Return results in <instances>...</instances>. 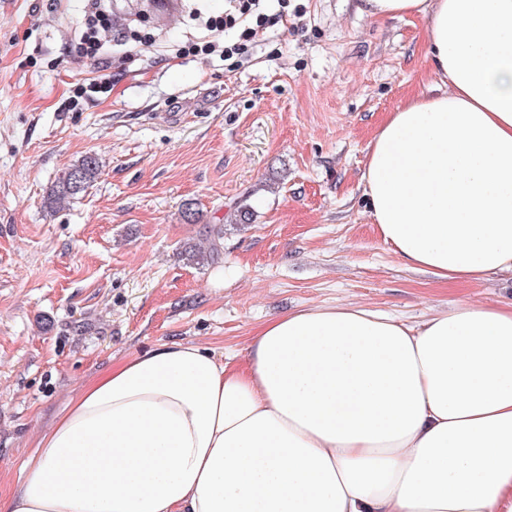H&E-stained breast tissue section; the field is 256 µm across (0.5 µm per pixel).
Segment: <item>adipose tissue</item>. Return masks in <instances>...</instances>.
Here are the masks:
<instances>
[{"label":"adipose tissue","instance_id":"ef3b65f1","mask_svg":"<svg viewBox=\"0 0 512 512\" xmlns=\"http://www.w3.org/2000/svg\"><path fill=\"white\" fill-rule=\"evenodd\" d=\"M429 18L448 89L388 114L362 174L408 265L512 273V0H360ZM5 512H512V305L416 326L360 305L264 324L243 362L130 355L41 437Z\"/></svg>","mask_w":512,"mask_h":512}]
</instances>
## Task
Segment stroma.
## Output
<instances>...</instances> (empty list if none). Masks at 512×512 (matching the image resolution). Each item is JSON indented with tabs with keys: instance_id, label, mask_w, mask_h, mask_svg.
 <instances>
[{
	"instance_id": "1",
	"label": "stroma",
	"mask_w": 512,
	"mask_h": 512,
	"mask_svg": "<svg viewBox=\"0 0 512 512\" xmlns=\"http://www.w3.org/2000/svg\"><path fill=\"white\" fill-rule=\"evenodd\" d=\"M79 52L84 0H0V498L82 386L129 354L192 342L242 360L268 321L355 303L418 325L460 300L512 304V274L443 282L411 268L372 223L361 176L389 112L436 92L420 15L358 0H290L248 56H192L178 0ZM105 80L74 99L77 86ZM99 175L47 197L83 156ZM193 203L195 222L184 217ZM248 203L249 223L227 217ZM222 258L196 264L204 227ZM99 175V162L95 155H85L70 165L57 179L50 194L51 208H61L83 193ZM208 229L209 230H206L205 232L212 239V247L204 255L197 252L194 253L192 250L188 251L187 254L189 256V260L199 264H205L209 262H218V260L221 258L222 252L217 243V240L220 241V239L224 237V227L223 225H219L218 227L215 226L214 228Z\"/></svg>"
}]
</instances>
